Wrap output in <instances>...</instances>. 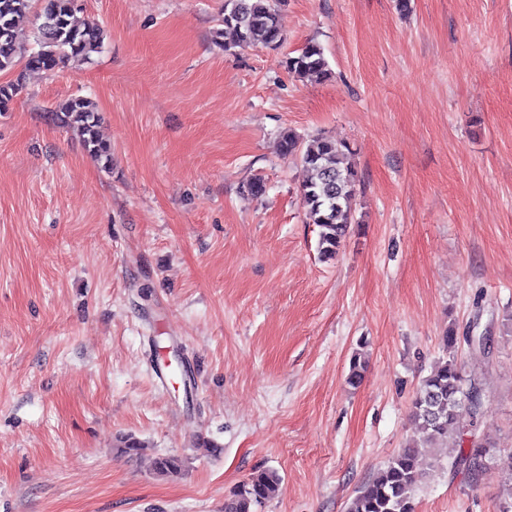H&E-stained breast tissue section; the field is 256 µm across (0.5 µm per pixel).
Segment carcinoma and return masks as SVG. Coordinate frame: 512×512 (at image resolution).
<instances>
[{"label":"carcinoma","mask_w":512,"mask_h":512,"mask_svg":"<svg viewBox=\"0 0 512 512\" xmlns=\"http://www.w3.org/2000/svg\"><path fill=\"white\" fill-rule=\"evenodd\" d=\"M284 0H224L222 35L230 29L237 44L247 47L275 48L283 41L278 21ZM79 0H0V73H12L15 79L0 84V112H7L23 90L25 74L32 71L54 72L73 59L88 61L104 47V30L96 23L80 21ZM33 15L32 41L19 37L21 22ZM288 72L299 78L320 81L328 76L327 61L321 46L307 43L294 57L285 61ZM61 127L80 137L85 151L108 169L112 165V145L99 137V113L91 98L73 96L51 112ZM282 156L303 164L308 172L300 197L308 223L319 228L317 250L321 258L338 253L353 216L348 206L359 182L358 172L349 162L351 149L343 141L320 137L306 145L291 129L278 141ZM459 336L453 328L442 337L446 358L422 381L412 403L416 435L377 473L361 484L347 512H415L414 491L429 476L421 456L423 448H440L451 438L461 439L452 426L462 413L475 418L482 413L483 387L475 376H465L457 362ZM115 447L128 456L141 454L145 445L128 436L116 440ZM500 452L494 442L481 438L469 448L459 449L450 469L461 473L476 485ZM153 471L165 478H177L183 461L176 456L160 455L153 460ZM281 478L273 470H262L237 486L224 498V512H258L279 489Z\"/></svg>","instance_id":"cac0c4a2"}]
</instances>
